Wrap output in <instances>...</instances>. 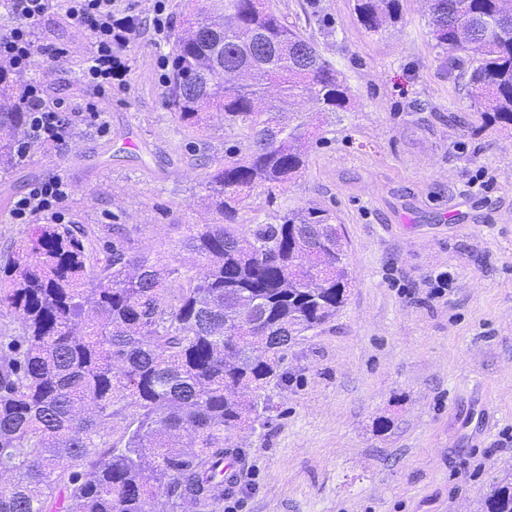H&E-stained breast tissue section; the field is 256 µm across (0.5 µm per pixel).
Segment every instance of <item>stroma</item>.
Returning a JSON list of instances; mask_svg holds the SVG:
<instances>
[{"mask_svg":"<svg viewBox=\"0 0 512 512\" xmlns=\"http://www.w3.org/2000/svg\"><path fill=\"white\" fill-rule=\"evenodd\" d=\"M179 2L166 0L159 33L155 0H115L138 28L126 75L99 98L79 79L86 32L62 12L45 21L28 79L47 106L95 111L0 169V261L27 231L13 199L59 173L64 223L130 224L152 257L193 263L187 225L219 220L205 177L246 143L218 116L190 136L167 105ZM267 5L342 72L349 110L313 128L295 183L255 188L236 221L328 210L350 281L336 315L289 347L269 410L231 432L245 466L223 512H482L512 474V131L482 127L449 79L426 0H400V19L375 34L354 0Z\"/></svg>","mask_w":512,"mask_h":512,"instance_id":"35a3bbf8","label":"stroma"}]
</instances>
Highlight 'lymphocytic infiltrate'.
I'll list each match as a JSON object with an SVG mask.
<instances>
[{"mask_svg":"<svg viewBox=\"0 0 512 512\" xmlns=\"http://www.w3.org/2000/svg\"><path fill=\"white\" fill-rule=\"evenodd\" d=\"M0 5L15 19L10 29L0 33V63H7L13 70L25 72L32 68L41 21L48 14L61 11L89 35L90 48L81 80L92 94L102 96L110 92L113 80L125 72L121 54L131 41L133 30L115 18L113 0H0ZM21 103L28 114V127L17 149L19 158H27L36 146L61 142L66 128L80 123L79 113H70L65 118L59 110L46 106L39 83L25 86ZM67 196L65 177L49 176L14 198L12 217L19 224L34 217L58 223L59 207Z\"/></svg>","mask_w":512,"mask_h":512,"instance_id":"f902f5d3","label":"lymphocytic infiltrate"}]
</instances>
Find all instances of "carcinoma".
I'll return each mask as SVG.
<instances>
[{"label":"carcinoma","mask_w":512,"mask_h":512,"mask_svg":"<svg viewBox=\"0 0 512 512\" xmlns=\"http://www.w3.org/2000/svg\"><path fill=\"white\" fill-rule=\"evenodd\" d=\"M434 47L448 78L468 77L487 124L512 126V0H431ZM167 98L183 127L211 115L246 131L248 153L209 174L217 224H190L183 270L106 225L100 250L84 224H35L0 266V512H220L214 463L239 455L229 433L269 410L261 391L283 379L289 344L336 315L348 270L328 210L277 224L236 223L255 185L283 188L305 168L309 123L284 120L302 100L348 110L333 64L263 0L187 5ZM364 28L399 16V0H355ZM28 113L16 73L0 66V167L14 165ZM295 335L271 345L270 336ZM122 420L121 437L106 428ZM487 512H512V481Z\"/></svg>","instance_id":"cac0c4a2"}]
</instances>
